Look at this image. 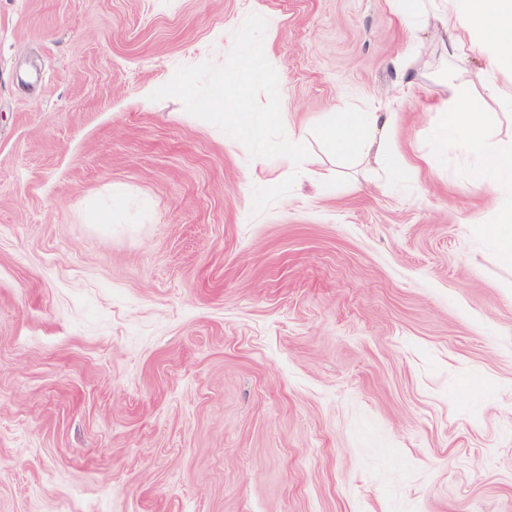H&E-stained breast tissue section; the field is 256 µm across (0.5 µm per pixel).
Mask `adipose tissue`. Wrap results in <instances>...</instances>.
I'll return each mask as SVG.
<instances>
[{
	"mask_svg": "<svg viewBox=\"0 0 512 512\" xmlns=\"http://www.w3.org/2000/svg\"><path fill=\"white\" fill-rule=\"evenodd\" d=\"M391 10L410 27L419 29L437 23L450 36L449 49L458 56H484L486 68L477 80L484 93L512 110V90L502 87L499 77L512 76V0H388ZM494 37H487L486 27ZM454 118L447 137L463 142L478 163L476 184L492 197L512 191V143L489 145L484 136L485 117L474 109L455 73L444 76ZM322 134L335 153L350 157L373 152L378 164L398 169L401 159L391 152L384 138L381 115L359 107L333 113Z\"/></svg>",
	"mask_w": 512,
	"mask_h": 512,
	"instance_id": "obj_1",
	"label": "adipose tissue"
}]
</instances>
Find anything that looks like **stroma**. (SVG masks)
I'll use <instances>...</instances> for the list:
<instances>
[{"mask_svg":"<svg viewBox=\"0 0 512 512\" xmlns=\"http://www.w3.org/2000/svg\"><path fill=\"white\" fill-rule=\"evenodd\" d=\"M292 175L181 101L248 15ZM386 0H0V512H512V264ZM384 112L404 169L319 137Z\"/></svg>","mask_w":512,"mask_h":512,"instance_id":"stroma-1","label":"stroma"}]
</instances>
